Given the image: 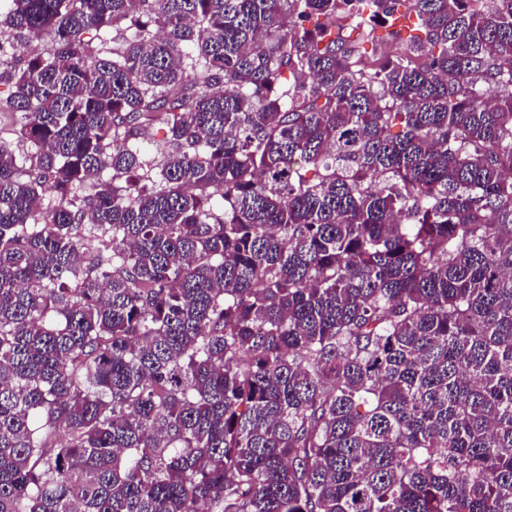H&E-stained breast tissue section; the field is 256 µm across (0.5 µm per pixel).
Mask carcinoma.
I'll return each instance as SVG.
<instances>
[{"instance_id": "obj_1", "label": "carcinoma", "mask_w": 512, "mask_h": 512, "mask_svg": "<svg viewBox=\"0 0 512 512\" xmlns=\"http://www.w3.org/2000/svg\"><path fill=\"white\" fill-rule=\"evenodd\" d=\"M1 8L0 512H512V0ZM0 91L2 103L0 102V139L16 143L17 142V134L16 131L19 129V119L13 118L12 115L8 112H4L5 109V98L8 95V85L5 83H0Z\"/></svg>"}]
</instances>
